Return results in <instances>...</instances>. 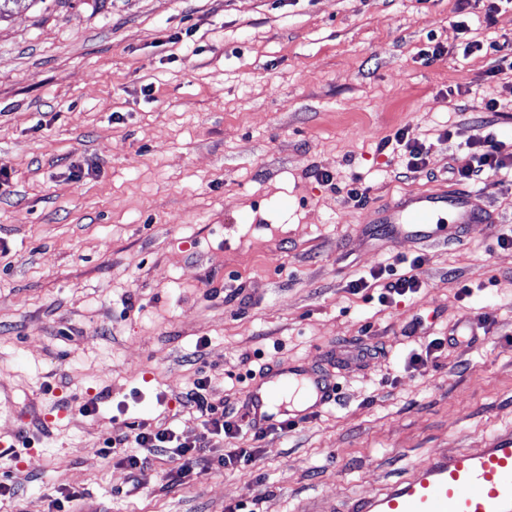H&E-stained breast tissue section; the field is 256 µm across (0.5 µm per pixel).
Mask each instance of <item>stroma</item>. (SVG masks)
<instances>
[{"label": "stroma", "mask_w": 512, "mask_h": 512, "mask_svg": "<svg viewBox=\"0 0 512 512\" xmlns=\"http://www.w3.org/2000/svg\"><path fill=\"white\" fill-rule=\"evenodd\" d=\"M467 40L512 44V0H22L0 19V446L32 441L0 458L17 490L0 512H52L65 489L81 512H340L512 431V246L495 243L512 185L447 172L512 133V71ZM404 126L430 174L380 151ZM325 172L360 177L367 203ZM418 191L495 221L426 242L374 223ZM419 254L417 294L352 291ZM462 322L475 341L448 343ZM292 361L336 399L285 433L213 437L251 463L181 480L175 457L103 451L139 422L194 441L177 398L195 378L238 410L239 374Z\"/></svg>", "instance_id": "stroma-1"}]
</instances>
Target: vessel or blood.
Instances as JSON below:
<instances>
[{"mask_svg":"<svg viewBox=\"0 0 512 512\" xmlns=\"http://www.w3.org/2000/svg\"><path fill=\"white\" fill-rule=\"evenodd\" d=\"M449 220L477 224L488 217L471 195L421 192L403 195L379 218L414 239L432 237ZM335 396L334 382L296 364L251 385L249 417L260 424L296 422ZM344 512H512V431L480 448L429 454L378 494L349 500Z\"/></svg>","mask_w":512,"mask_h":512,"instance_id":"1","label":"vessel or blood"}]
</instances>
